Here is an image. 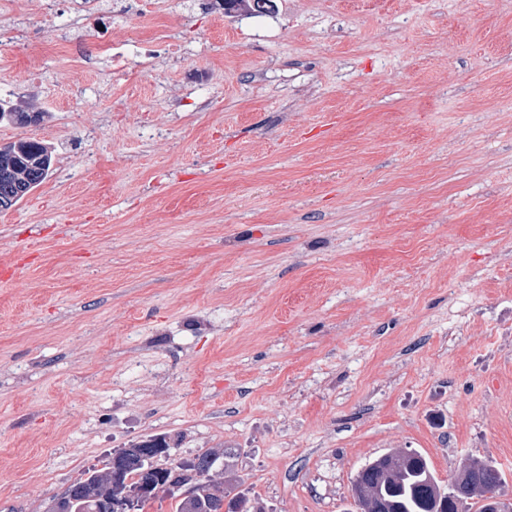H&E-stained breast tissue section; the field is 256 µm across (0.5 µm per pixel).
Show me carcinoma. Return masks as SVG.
Here are the masks:
<instances>
[{"label": "carcinoma", "instance_id": "carcinoma-1", "mask_svg": "<svg viewBox=\"0 0 512 512\" xmlns=\"http://www.w3.org/2000/svg\"><path fill=\"white\" fill-rule=\"evenodd\" d=\"M271 0H215L224 14H258L262 5ZM30 113L7 102L0 104V121L26 124ZM53 165L51 148L39 141L19 140L0 145V209H7L23 199L48 177ZM111 467L106 461L95 476L71 483L57 501L61 512H96L97 487L100 474ZM494 465L487 460L472 459L456 475L468 489L472 506L481 512L479 498L484 493V480ZM144 467H131L123 483L112 489L114 494L130 491L141 481ZM364 496L356 503L359 512H454V506L442 503L438 493L439 481L427 459L415 452L411 456L392 451L365 464L356 474ZM219 499L211 485L202 482L198 487L195 512H218Z\"/></svg>", "mask_w": 512, "mask_h": 512}]
</instances>
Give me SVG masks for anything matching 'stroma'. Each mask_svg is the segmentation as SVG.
<instances>
[{
    "instance_id": "stroma-1",
    "label": "stroma",
    "mask_w": 512,
    "mask_h": 512,
    "mask_svg": "<svg viewBox=\"0 0 512 512\" xmlns=\"http://www.w3.org/2000/svg\"><path fill=\"white\" fill-rule=\"evenodd\" d=\"M127 2L0 0V144L54 157L0 210V512L155 436L265 512L392 449L512 496V0ZM262 1L264 2L263 6L260 5ZM270 2L271 0H215V3L224 9L225 15H231L232 11L234 14H263L260 11L264 8L263 11L266 12V7ZM494 467L487 460L472 459L466 462L455 476V479L462 481L468 489L470 498L474 500L471 506L476 507L478 512L481 511L478 504L479 498L484 493V480L491 474Z\"/></svg>"
}]
</instances>
